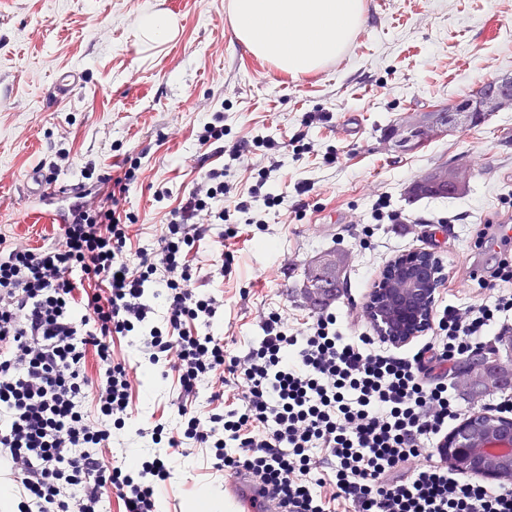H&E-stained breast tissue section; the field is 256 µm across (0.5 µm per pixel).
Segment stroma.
<instances>
[{"mask_svg": "<svg viewBox=\"0 0 512 512\" xmlns=\"http://www.w3.org/2000/svg\"><path fill=\"white\" fill-rule=\"evenodd\" d=\"M362 25L351 45L316 71L294 77L237 40L230 0H179L173 39H143V13L166 14V0H0V235L41 244L55 230L50 217L67 194L92 188L83 169L107 171L125 157L141 160L139 180L124 208L137 218L132 247H154L169 211L206 172L226 168L231 199L247 197L259 180L247 165L227 167L225 147L258 133L279 145L283 165L266 191L283 194L263 226L241 227L235 265L223 275L215 261L217 235L201 241L196 261L208 276L199 286L223 301L222 333L229 350L258 340L259 312L284 311L290 328L312 312L304 271L335 251L345 264L337 310L364 304L382 269L395 257L427 250L442 263L438 305L463 306L475 289L461 287L457 267L476 225L512 212V111L476 125L454 126L402 152L403 126L472 95L486 78L512 73V0H364ZM75 68L82 80L56 100L57 71ZM224 115V140L199 148L205 115ZM323 121L304 127L306 113ZM310 147L293 158V141ZM335 152V163L324 160ZM477 160L463 195L418 197L411 190L434 169ZM53 174L63 194L24 189L32 168ZM310 192L297 195L298 183ZM167 191L158 199L159 191ZM397 213L394 224L374 221L379 202ZM371 237H363L362 226ZM292 263L276 275L280 255ZM150 401L130 429L114 439L117 457L150 453L137 428L175 414L153 366L144 368ZM173 477L160 512H190L201 493L210 512H244L207 474L201 454L174 455Z\"/></svg>", "mask_w": 512, "mask_h": 512, "instance_id": "1", "label": "stroma"}]
</instances>
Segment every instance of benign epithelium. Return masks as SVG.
<instances>
[{"label": "benign epithelium", "instance_id": "1", "mask_svg": "<svg viewBox=\"0 0 512 512\" xmlns=\"http://www.w3.org/2000/svg\"><path fill=\"white\" fill-rule=\"evenodd\" d=\"M512 106V76L480 88L474 99L448 106L479 121L490 107ZM443 269L428 251L396 257L381 272L365 302V312L380 337L403 344L420 335L433 313ZM448 467L481 481L512 483V418L475 412L448 433L438 448Z\"/></svg>", "mask_w": 512, "mask_h": 512}]
</instances>
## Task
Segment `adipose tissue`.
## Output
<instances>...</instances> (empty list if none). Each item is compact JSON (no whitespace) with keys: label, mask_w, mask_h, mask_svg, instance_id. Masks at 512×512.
Segmentation results:
<instances>
[{"label":"adipose tissue","mask_w":512,"mask_h":512,"mask_svg":"<svg viewBox=\"0 0 512 512\" xmlns=\"http://www.w3.org/2000/svg\"><path fill=\"white\" fill-rule=\"evenodd\" d=\"M364 0H232L240 42L298 77L338 56L362 24Z\"/></svg>","instance_id":"obj_1"}]
</instances>
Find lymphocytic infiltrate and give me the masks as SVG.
<instances>
[{
  "mask_svg": "<svg viewBox=\"0 0 512 512\" xmlns=\"http://www.w3.org/2000/svg\"><path fill=\"white\" fill-rule=\"evenodd\" d=\"M139 170L133 160L97 175L96 191L77 192L46 244L0 236L8 512H99L111 495L124 512H156L172 450L200 451L227 481L251 475L280 512H512V483L483 485L433 454L463 414L448 384L453 365L512 312L511 239L484 266L478 231L465 270L494 296L437 310L417 349H374L353 335L354 315L327 301L297 330L278 311L262 313L259 341L231 352L211 330L221 303L198 288L203 274L189 256L208 232L237 237L231 213L278 206L283 196L255 189L225 207L224 173L209 170L171 211L156 247L131 253L135 220L121 205ZM151 288L164 301L159 326ZM133 332L141 356L169 379L178 422L138 429L167 450L127 461L113 456L112 433L143 395L112 339Z\"/></svg>",
  "mask_w": 512,
  "mask_h": 512,
  "instance_id": "1",
  "label": "lymphocytic infiltrate"
}]
</instances>
